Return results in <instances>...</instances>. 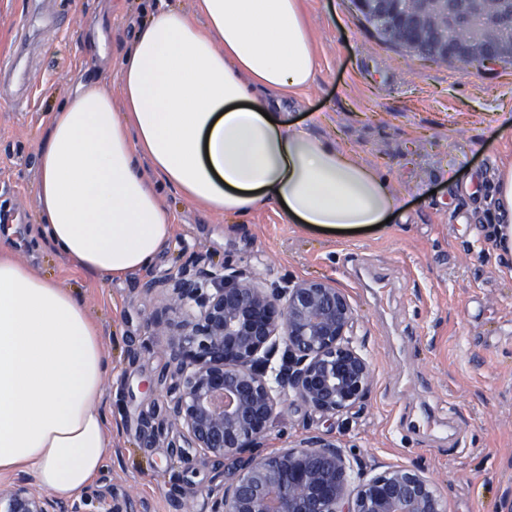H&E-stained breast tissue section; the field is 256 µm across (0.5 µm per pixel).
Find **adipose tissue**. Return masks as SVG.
Instances as JSON below:
<instances>
[{
	"mask_svg": "<svg viewBox=\"0 0 512 512\" xmlns=\"http://www.w3.org/2000/svg\"><path fill=\"white\" fill-rule=\"evenodd\" d=\"M318 68L301 0H162L117 76L123 107L96 86L51 113L38 154V242L106 280L147 270L172 238L159 186L244 216L285 202L291 223L359 229L395 216L375 168L288 123V98ZM492 232L512 256V165ZM112 370L100 327L73 290L0 246V477L26 473L67 501L105 468Z\"/></svg>",
	"mask_w": 512,
	"mask_h": 512,
	"instance_id": "adipose-tissue-1",
	"label": "adipose tissue"
}]
</instances>
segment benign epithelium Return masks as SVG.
Instances as JSON below:
<instances>
[{
  "label": "benign epithelium",
  "mask_w": 512,
  "mask_h": 512,
  "mask_svg": "<svg viewBox=\"0 0 512 512\" xmlns=\"http://www.w3.org/2000/svg\"><path fill=\"white\" fill-rule=\"evenodd\" d=\"M358 14L381 23L393 42L426 48L439 29L488 16L512 25V0H354ZM440 52L469 72L512 57V42L481 47L467 39ZM169 303L148 325L167 337L174 371L162 377L168 418L213 473L209 512H447L440 491L414 468L352 477L344 451L314 436L278 453L256 451L290 391L315 413L356 408L371 386L367 358L353 339L354 309L331 281L263 285L249 271L190 263L165 280L148 279ZM286 346L277 376L268 366ZM93 501L63 504L23 481L0 490V512H89Z\"/></svg>",
  "instance_id": "benign-epithelium-1"
}]
</instances>
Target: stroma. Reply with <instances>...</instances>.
I'll list each match as a JSON object with an SVG mask.
<instances>
[{"label": "stroma", "mask_w": 512, "mask_h": 512, "mask_svg": "<svg viewBox=\"0 0 512 512\" xmlns=\"http://www.w3.org/2000/svg\"><path fill=\"white\" fill-rule=\"evenodd\" d=\"M36 0H0V59L21 56L33 89L27 108L0 96V229L41 275L73 288L100 325L112 371L106 467L92 490L99 512H208L212 473L165 418L158 381L169 370L165 337L147 324L167 304L145 293L191 259L230 262L262 282L327 279L347 295L355 340L371 367L365 403L335 416L285 396L265 452L323 435L342 446L352 470L421 466L448 512H512V277L500 271L494 184L512 161V64L465 74L382 43L350 0H302L319 67L288 103L300 121L377 167L398 194V215L373 231L321 232L289 223L276 204L229 218L161 189L173 225L148 274L112 282L70 266L29 241L39 212L37 150L51 112L93 83L121 106L114 68L155 0H44L60 26L24 30ZM202 493L178 508L173 478Z\"/></svg>", "instance_id": "35a3bbf8"}]
</instances>
